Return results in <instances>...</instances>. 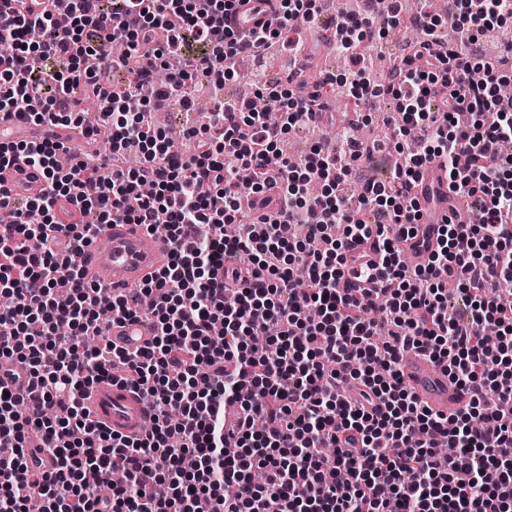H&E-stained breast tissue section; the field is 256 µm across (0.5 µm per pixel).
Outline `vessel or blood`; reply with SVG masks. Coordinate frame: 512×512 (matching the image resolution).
Here are the masks:
<instances>
[{
  "mask_svg": "<svg viewBox=\"0 0 512 512\" xmlns=\"http://www.w3.org/2000/svg\"><path fill=\"white\" fill-rule=\"evenodd\" d=\"M271 14L256 15L248 6H237L231 25L238 33L246 34L257 24L270 23ZM23 128L26 137L49 138L71 144L73 130L69 127L42 124L26 126L24 120L12 113L0 114V130ZM14 193L27 198L42 196L47 187L45 179L32 170L24 160H16L9 168L0 171ZM452 198L453 208H440L434 219L424 220L421 238L402 242V254L410 266L425 265L434 247L432 240L435 225L446 222L449 212L462 215L466 212V197L449 195L448 181L440 161H433L423 170L416 198L419 205H426L429 194ZM171 245L166 236L150 233L136 224H112L103 228L97 240L87 247L80 257L86 279L107 288L112 293L136 289L169 260ZM155 334L153 321L143 319L134 324L116 323L108 331L114 347L132 349L144 346ZM406 386L418 400L443 414L452 415L463 410L470 395L452 383L441 368L416 350L407 351L402 360ZM87 405L91 420L100 426L124 434L139 433L149 418V402L121 380L110 377L101 379L88 391Z\"/></svg>",
  "mask_w": 512,
  "mask_h": 512,
  "instance_id": "obj_1",
  "label": "vessel or blood"
}]
</instances>
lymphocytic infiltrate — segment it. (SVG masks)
Instances as JSON below:
<instances>
[{
    "label": "lymphocytic infiltrate",
    "instance_id": "lymphocytic-infiltrate-1",
    "mask_svg": "<svg viewBox=\"0 0 512 512\" xmlns=\"http://www.w3.org/2000/svg\"><path fill=\"white\" fill-rule=\"evenodd\" d=\"M0 0V112L26 122L83 123L75 105L93 98L111 131L112 153L57 165L62 145L0 142V169L26 158L50 192L29 201L0 184V359L26 366L29 398L0 383V512H512V157L485 156L512 142V110L500 105L508 76L471 53L512 0H456L458 51L434 48L439 23L422 12L424 39L377 86L364 59L348 73L261 85L255 99L221 103L204 127L186 128L190 156L173 155L147 112L159 100L191 105L197 80L233 77L238 56L257 54L310 21L316 0H278L265 30L224 26L235 0H68L30 19ZM204 56L169 71L158 98L146 81L182 55ZM123 42L124 55L111 52ZM122 69V89L100 70ZM338 85L359 100L384 89L398 102L393 146L402 161L386 183L350 195L358 155L349 142L315 147L302 163L278 145L295 126L320 120L316 102ZM142 157L126 166L129 149ZM440 158L448 187L472 199L467 221L437 228L426 266L412 268L399 244L421 212L409 193ZM245 168L243 184L235 172ZM276 215L241 226L243 197ZM74 200L78 211L59 208ZM106 224L164 230L170 259L143 283L149 306L85 283L78 257ZM374 239L376 259L349 257ZM66 259H59L58 249ZM148 316L145 346L105 342L115 322ZM498 340L486 345L485 326ZM427 353L470 395L448 417L405 386L406 350ZM121 373L148 396L150 423L123 437L94 424L83 403L100 378ZM55 459L32 470L27 430ZM127 481L112 483L113 469Z\"/></svg>",
    "mask_w": 512,
    "mask_h": 512
}]
</instances>
